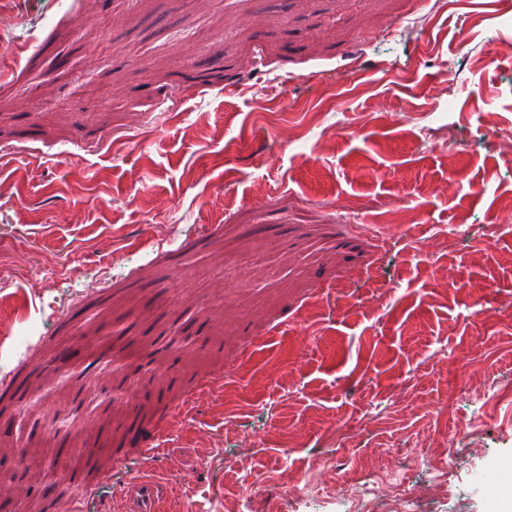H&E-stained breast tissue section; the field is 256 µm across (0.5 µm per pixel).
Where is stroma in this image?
Instances as JSON below:
<instances>
[{
	"label": "stroma",
	"instance_id": "1",
	"mask_svg": "<svg viewBox=\"0 0 512 512\" xmlns=\"http://www.w3.org/2000/svg\"><path fill=\"white\" fill-rule=\"evenodd\" d=\"M511 21L502 0H0V146H25L0 172V320L44 339L25 363L0 340V512H69L28 467L50 450L86 457L85 512H122L146 444L163 512H339L306 480L358 457L422 512H512V404L487 401L512 379V161L479 141L512 132ZM437 419L430 498L412 436ZM436 435V428H430L427 433L417 436L416 443L420 440L427 442V448H423L424 454L428 459L430 466L435 472V481H438L443 472L450 468L453 464L451 449L443 447L444 442H437L434 437Z\"/></svg>",
	"mask_w": 512,
	"mask_h": 512
}]
</instances>
